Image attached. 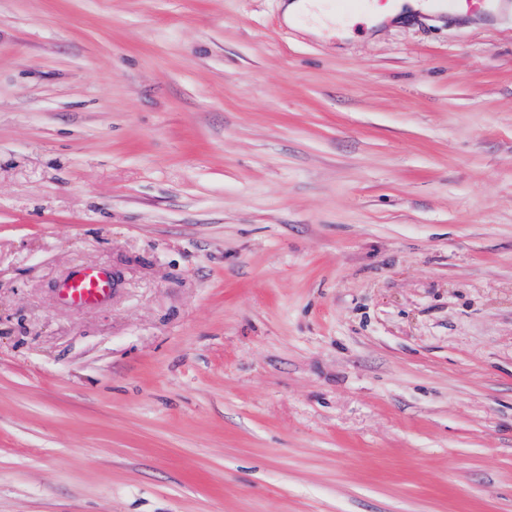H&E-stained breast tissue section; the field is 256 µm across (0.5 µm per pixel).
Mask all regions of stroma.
<instances>
[{
	"label": "stroma",
	"instance_id": "stroma-1",
	"mask_svg": "<svg viewBox=\"0 0 512 512\" xmlns=\"http://www.w3.org/2000/svg\"><path fill=\"white\" fill-rule=\"evenodd\" d=\"M490 2L0 0V512H512ZM284 6V17L297 21L301 17L311 15L318 20L321 18H328V14L325 12L322 4L313 2V0H291L283 2ZM394 1V2H391ZM424 0H390L385 4L373 5L371 26H378L388 21L402 19L419 10ZM112 292L110 273L101 267L75 271L60 288V297L71 307L80 309L104 302Z\"/></svg>",
	"mask_w": 512,
	"mask_h": 512
}]
</instances>
